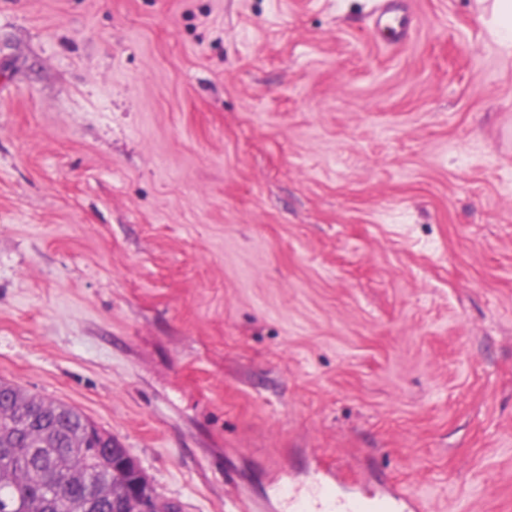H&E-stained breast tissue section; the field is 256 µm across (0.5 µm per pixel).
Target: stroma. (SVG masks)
Instances as JSON below:
<instances>
[{"instance_id":"1","label":"stroma","mask_w":512,"mask_h":512,"mask_svg":"<svg viewBox=\"0 0 512 512\" xmlns=\"http://www.w3.org/2000/svg\"><path fill=\"white\" fill-rule=\"evenodd\" d=\"M382 2L0 0V382L179 512H512V48ZM385 6L376 20V25L399 39H407L415 26V19L400 11L396 0H384ZM284 490L288 493V498L296 500V511L291 512H394L395 508H403L405 512H421L423 511L422 502L419 498L405 493L399 486L393 485L386 487L382 497L376 500V505L372 509H367L365 504L360 500H352L348 503L336 502L335 506L325 508L323 503H331V489L322 483V496L320 498V507L310 509V505L298 498L299 490L293 483H285ZM315 510V511H311Z\"/></svg>"}]
</instances>
